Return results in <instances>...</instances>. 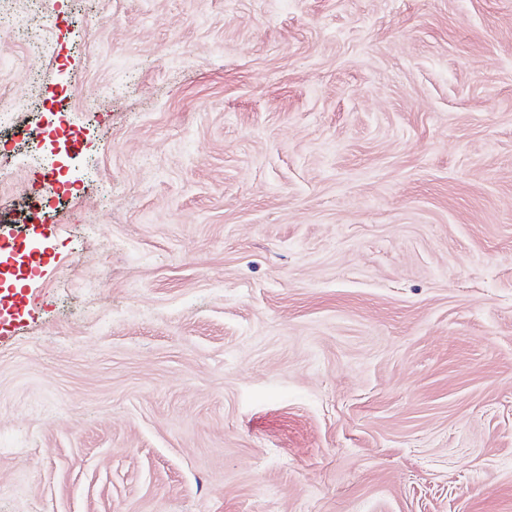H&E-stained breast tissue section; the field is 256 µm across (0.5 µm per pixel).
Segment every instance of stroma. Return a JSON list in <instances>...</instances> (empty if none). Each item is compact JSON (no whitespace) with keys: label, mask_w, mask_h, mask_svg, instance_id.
<instances>
[{"label":"stroma","mask_w":512,"mask_h":512,"mask_svg":"<svg viewBox=\"0 0 512 512\" xmlns=\"http://www.w3.org/2000/svg\"><path fill=\"white\" fill-rule=\"evenodd\" d=\"M0 50V512H512V0H0Z\"/></svg>","instance_id":"obj_1"}]
</instances>
